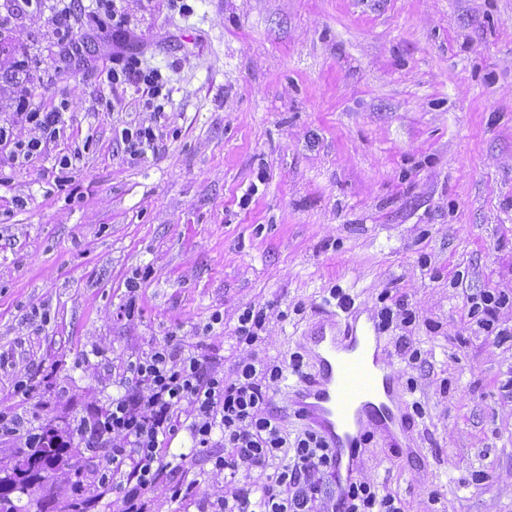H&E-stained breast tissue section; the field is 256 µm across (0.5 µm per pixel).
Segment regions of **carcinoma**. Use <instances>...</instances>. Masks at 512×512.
Wrapping results in <instances>:
<instances>
[{"label": "carcinoma", "instance_id": "1", "mask_svg": "<svg viewBox=\"0 0 512 512\" xmlns=\"http://www.w3.org/2000/svg\"><path fill=\"white\" fill-rule=\"evenodd\" d=\"M45 431L52 432V435L44 436L42 447L25 453L19 466L0 475V512H18L12 495L27 491L59 471L66 472L68 478H76L90 490H95L96 483L92 482L88 464L75 458L71 443L74 430H60L49 422Z\"/></svg>", "mask_w": 512, "mask_h": 512}]
</instances>
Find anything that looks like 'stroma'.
<instances>
[{
    "label": "stroma",
    "mask_w": 512,
    "mask_h": 512,
    "mask_svg": "<svg viewBox=\"0 0 512 512\" xmlns=\"http://www.w3.org/2000/svg\"><path fill=\"white\" fill-rule=\"evenodd\" d=\"M120 5L168 81L161 111L100 81L107 17L64 68L48 0H0V125L37 136L21 89L64 109L32 159L0 145V409H106L118 364L174 330L232 362L253 304L264 355L309 373L312 325L401 303L415 317L383 343L404 429L367 434L358 478L406 512H512V0ZM140 126L158 149L133 160ZM488 291L508 299L489 331L469 313ZM123 139L128 145V150L131 156L143 155L146 150H153L156 140V135L152 128L140 127L134 131H125Z\"/></svg>",
    "instance_id": "obj_1"
}]
</instances>
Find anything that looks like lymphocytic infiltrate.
<instances>
[{"label": "lymphocytic infiltrate", "instance_id": "lymphocytic-infiltrate-1", "mask_svg": "<svg viewBox=\"0 0 512 512\" xmlns=\"http://www.w3.org/2000/svg\"><path fill=\"white\" fill-rule=\"evenodd\" d=\"M100 78L117 84H145L160 95L158 70L147 69L130 45L112 54ZM24 119L39 137L13 140L0 127V144H12L16 159L41 151L44 139L61 129V111L30 106ZM265 308L247 306L237 318L233 339L243 358L225 365L223 357L188 349L170 332L148 352L128 358L106 411L91 410L76 420L77 435L90 447L109 450L99 482L118 493L120 512H151L152 494L165 487L172 501L197 505L199 512H405L400 498L380 493L367 481L351 483L347 498L329 487L333 454L310 430L288 438L270 411L272 397L287 372H301L303 359L290 363L259 358L265 343ZM186 433L191 446L175 454L171 443ZM288 461L280 470L279 456ZM224 473V492L209 495L182 473L196 459Z\"/></svg>", "mask_w": 512, "mask_h": 512}]
</instances>
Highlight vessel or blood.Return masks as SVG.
Returning <instances> with one entry per match:
<instances>
[{"mask_svg":"<svg viewBox=\"0 0 512 512\" xmlns=\"http://www.w3.org/2000/svg\"><path fill=\"white\" fill-rule=\"evenodd\" d=\"M306 345L314 371L292 384V403L333 451L336 491L342 494L356 473L365 432L389 436L401 425V395L391 383L393 366L374 320L351 310L341 320L328 315Z\"/></svg>","mask_w":512,"mask_h":512,"instance_id":"obj_1","label":"vessel or blood"}]
</instances>
